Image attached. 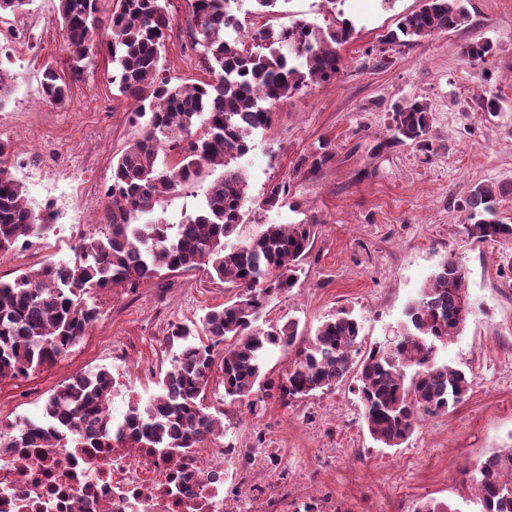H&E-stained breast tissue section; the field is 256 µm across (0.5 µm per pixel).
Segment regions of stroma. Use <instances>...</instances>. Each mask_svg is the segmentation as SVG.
Returning a JSON list of instances; mask_svg holds the SVG:
<instances>
[{"label": "stroma", "mask_w": 512, "mask_h": 512, "mask_svg": "<svg viewBox=\"0 0 512 512\" xmlns=\"http://www.w3.org/2000/svg\"><path fill=\"white\" fill-rule=\"evenodd\" d=\"M422 4L278 0L266 13L255 0L237 6L250 27L277 28L301 18L324 29L336 15L355 26L336 78L278 102L271 126L256 131L234 161L248 181L245 231L316 222L298 283L269 303L264 320L292 319L309 334L343 306L358 320L363 346L385 343L400 332L406 307L450 255L462 267L471 306L464 331L436 353L438 363L471 376L470 392L448 414L422 421L398 448L373 441L364 407L347 385L288 407L272 397L254 416L241 403L224 402L221 384H208L206 404H224V444L249 448L262 439L275 448L304 449L296 467L303 505L329 497L339 512H414L417 502L434 498L458 512H481L475 467L512 448V242L479 243L461 231L473 186L512 183V0H461L467 18L460 26L417 44H383V36ZM170 11L166 75L176 85L206 79L189 46L186 0H172ZM20 16L22 30L0 23V66L15 76L0 109V139L10 145L6 168L35 210L52 208L55 228L0 256V277L7 280L73 258L81 237L71 219L99 223L112 158L138 133L130 123L132 102L113 86L112 58L104 49L70 78L66 107L41 103L43 67L66 65L56 0H31ZM484 40L493 44V57L467 60L464 46ZM485 97L496 98L499 111H483ZM414 99L430 111L433 144L427 152L392 139L395 105ZM324 141L330 160L309 170L307 156ZM57 149L72 155V166L57 168L49 181L31 171L28 155ZM81 167L97 177L88 196L71 191ZM223 173L219 166L204 168L196 181L164 196L156 216L180 223ZM278 181L289 185L287 204L263 206L267 186ZM236 294L232 284L201 269L163 275L133 293L116 288L92 294L99 312L92 328L51 367L0 383V416L40 417L62 383L101 368L118 380L111 397L118 410L148 401L173 362L164 344L169 324L198 319Z\"/></svg>", "instance_id": "35a3bbf8"}]
</instances>
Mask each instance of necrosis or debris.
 <instances>
[{
	"instance_id": "4bbe7bcc",
	"label": "necrosis or debris",
	"mask_w": 512,
	"mask_h": 512,
	"mask_svg": "<svg viewBox=\"0 0 512 512\" xmlns=\"http://www.w3.org/2000/svg\"><path fill=\"white\" fill-rule=\"evenodd\" d=\"M283 448H0V512H290ZM232 486H225L226 476Z\"/></svg>"
}]
</instances>
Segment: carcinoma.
I'll use <instances>...</instances> for the list:
<instances>
[{
	"label": "carcinoma",
	"instance_id": "obj_1",
	"mask_svg": "<svg viewBox=\"0 0 512 512\" xmlns=\"http://www.w3.org/2000/svg\"><path fill=\"white\" fill-rule=\"evenodd\" d=\"M188 35L211 81L173 85L164 76L163 51L173 15L171 0H120L110 20L112 84L136 102L140 133L112 161L103 227L79 244L70 262L45 264L14 280L0 278V380L27 376L64 356L97 319L86 296L114 287L136 290L164 273L204 269L230 282L239 293L197 322L169 325L170 343L180 350L160 381V392L146 403L128 406L123 423L112 426L104 408L112 395L105 368L77 374L46 400L43 418L23 423L10 448L55 446L72 436L83 448H110L112 437L144 447L191 448L213 434L215 422L204 412V392L213 367L223 376L224 398L293 400L333 390L352 378L365 408L374 441L398 448L426 416L448 412L469 393L471 378L439 364L435 349L465 328L469 298L454 255L438 266L428 286L405 310L404 332L392 346H372L361 358L359 322L341 310L312 336L293 320L265 328L258 321L266 304L294 288L310 249L314 225L263 224L240 242L238 236L248 183L232 162L247 150L255 131L271 126V106L309 82H329L342 65L340 48L353 36L352 23L334 19L321 30L303 20L278 29L245 31L229 10L231 0H187ZM97 0H58L66 47L79 69L97 36ZM459 0H424L402 18L384 42L418 41L460 25ZM488 41L466 45L463 56L484 61L493 54ZM44 103L62 107L70 86L59 68L44 67ZM427 105L410 101L395 108L393 138L421 151L431 147ZM178 154L169 167L158 163L163 147ZM207 165L224 167L208 188L197 212L178 224L142 223L164 194L197 179ZM288 195L285 181L268 186L262 204L275 207ZM512 199V183L493 190L475 186L466 200L462 232L476 242L512 241V224L498 206ZM50 208L37 213L10 170L0 165V255L53 230ZM291 349L294 359L278 376L264 370L274 349ZM413 367L415 373L407 375ZM474 477L481 512H512V452H496L477 466Z\"/></svg>",
	"mask_w": 512,
	"mask_h": 512
}]
</instances>
